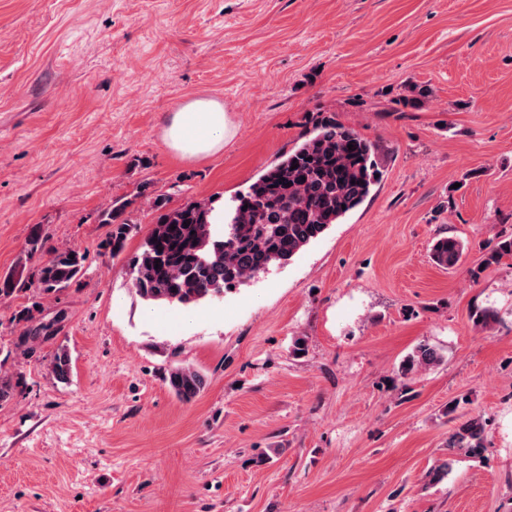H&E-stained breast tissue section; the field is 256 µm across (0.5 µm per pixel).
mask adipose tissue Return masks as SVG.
Returning a JSON list of instances; mask_svg holds the SVG:
<instances>
[{"instance_id":"adipose-tissue-1","label":"adipose tissue","mask_w":512,"mask_h":512,"mask_svg":"<svg viewBox=\"0 0 512 512\" xmlns=\"http://www.w3.org/2000/svg\"><path fill=\"white\" fill-rule=\"evenodd\" d=\"M228 134L223 107L216 101L199 99L172 114L165 138L182 157L201 158L219 151Z\"/></svg>"}]
</instances>
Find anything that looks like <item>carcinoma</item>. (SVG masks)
Masks as SVG:
<instances>
[{
	"mask_svg": "<svg viewBox=\"0 0 512 512\" xmlns=\"http://www.w3.org/2000/svg\"><path fill=\"white\" fill-rule=\"evenodd\" d=\"M380 175L372 141L321 120L301 144L236 194L227 209L215 206L213 198L170 209L167 198L154 197L152 206L158 216L131 261L133 288L148 304L190 307L244 285L287 264L331 225L340 223L364 203ZM127 205L115 199L101 213V222L112 225L108 247L114 257L122 253L131 232L124 217ZM462 253L458 239L442 236L432 246V261L451 269L459 264ZM505 256H512V237L499 241L486 261L497 263ZM87 260L88 254L76 250L53 251L38 269V287L47 294L69 287ZM34 310L24 307L14 315V320L26 324L20 342L29 353L34 352L38 337L54 334L51 323L31 326ZM441 361L435 347L421 343L401 361L398 373L409 379ZM69 371L70 357L62 349L54 356L52 372L65 380ZM168 383L181 401L190 403L205 388L206 378L193 368L176 367ZM485 437L483 419L469 417L454 427L446 447L480 457L486 451Z\"/></svg>",
	"mask_w": 512,
	"mask_h": 512,
	"instance_id": "carcinoma-1",
	"label": "carcinoma"
}]
</instances>
